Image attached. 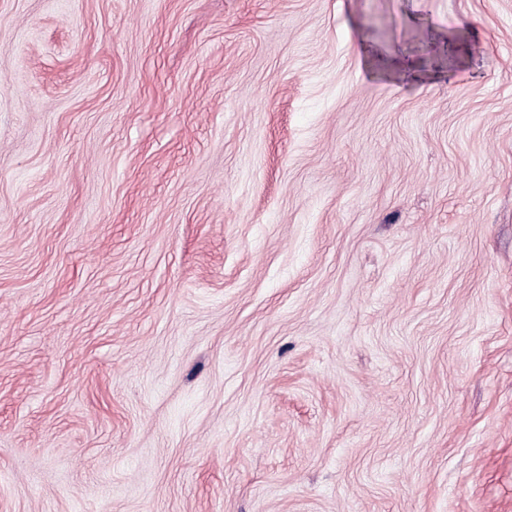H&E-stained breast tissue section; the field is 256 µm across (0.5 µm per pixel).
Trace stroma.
<instances>
[{
  "label": "stroma",
  "instance_id": "35a3bbf8",
  "mask_svg": "<svg viewBox=\"0 0 512 512\" xmlns=\"http://www.w3.org/2000/svg\"><path fill=\"white\" fill-rule=\"evenodd\" d=\"M0 512H512V0H0Z\"/></svg>",
  "mask_w": 512,
  "mask_h": 512
}]
</instances>
